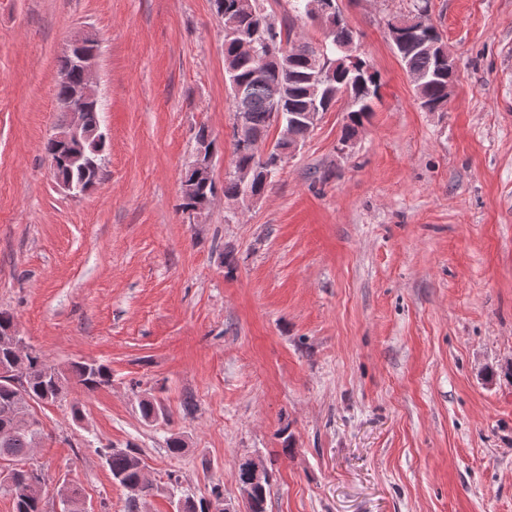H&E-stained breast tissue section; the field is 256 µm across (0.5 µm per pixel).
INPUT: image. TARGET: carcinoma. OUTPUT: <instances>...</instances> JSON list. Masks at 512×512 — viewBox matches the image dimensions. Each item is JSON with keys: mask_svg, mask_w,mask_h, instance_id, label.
Returning a JSON list of instances; mask_svg holds the SVG:
<instances>
[{"mask_svg": "<svg viewBox=\"0 0 512 512\" xmlns=\"http://www.w3.org/2000/svg\"><path fill=\"white\" fill-rule=\"evenodd\" d=\"M296 19L307 20L319 26L322 39L317 43L301 35L292 36L291 27H282L268 15L263 0H211L215 13L224 18V70L229 85L237 87L238 95L231 106L244 108V117L251 128L268 137L276 127L275 113L288 118L291 112H326L341 92L348 93L351 110L343 126L341 139H353L358 127L373 112L374 100L379 98L378 74L364 61L351 60L352 35L339 19L311 14V0H292ZM418 23L400 31L392 40L406 71L417 77L416 90L421 107L427 112H442L448 105V46L441 34L428 22L427 6L415 4L407 15ZM255 43L256 57L239 52V42ZM293 44L292 55L269 63L263 62L269 47ZM322 58V70L313 69L314 57ZM82 75L74 70L70 57H65L59 71L56 98H66L80 83ZM105 149V142L67 148L50 139L44 151L57 179L89 185L98 178L100 167L90 165L86 157ZM232 170L224 176V188L217 189L211 176L189 169L184 181L193 192L182 196L181 209L188 211L214 200L218 192L224 198L237 200L247 195L264 194L271 183L276 166L288 155V139L278 136L272 153L262 157L247 148L235 145ZM15 326L13 314L0 311V365L11 368L25 365V391L34 403H55L63 399L70 382L93 393L112 384V370L95 361H73L62 369L50 363L35 350L19 353V337L9 335ZM141 417L155 422L166 417L161 402L154 397L143 398L138 404ZM31 415L29 405L21 403L17 390L9 383H0V493L12 499L13 512H44V498L48 492V478L40 469L26 467V462L43 439V425L34 417L29 428H19L15 415ZM105 462L112 479L125 488L138 487L141 494L153 493L155 487L146 481L147 463L136 446H114L105 450ZM236 482L248 491L245 498L247 512H267L270 479L261 484L251 482L249 460L238 464ZM64 512H86L81 491L74 485L57 488ZM224 505V494L219 488L211 490V497L194 499L187 496L178 501L176 512H207L209 504Z\"/></svg>", "mask_w": 512, "mask_h": 512, "instance_id": "obj_1", "label": "carcinoma"}]
</instances>
